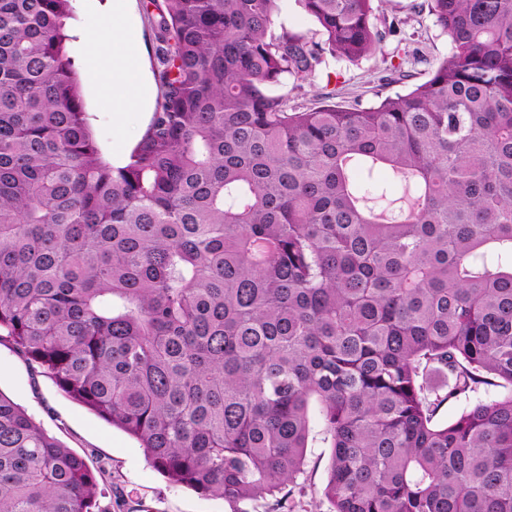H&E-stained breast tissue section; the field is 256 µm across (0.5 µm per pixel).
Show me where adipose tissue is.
I'll return each instance as SVG.
<instances>
[{"instance_id":"ef3b65f1","label":"adipose tissue","mask_w":512,"mask_h":512,"mask_svg":"<svg viewBox=\"0 0 512 512\" xmlns=\"http://www.w3.org/2000/svg\"><path fill=\"white\" fill-rule=\"evenodd\" d=\"M129 2L112 0V66L98 71L101 80L112 86V109L116 112L138 111L150 95Z\"/></svg>"}]
</instances>
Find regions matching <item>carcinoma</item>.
<instances>
[{
    "label": "carcinoma",
    "instance_id": "carcinoma-1",
    "mask_svg": "<svg viewBox=\"0 0 512 512\" xmlns=\"http://www.w3.org/2000/svg\"><path fill=\"white\" fill-rule=\"evenodd\" d=\"M70 2L0 0V333L205 497L294 483L315 403L334 512H512V0H430L452 52L425 82L295 112L269 87L395 32L373 0H301L317 42L272 33L277 0H164L161 102L116 166ZM381 165L403 194L377 212ZM99 495L0 392V512ZM501 390L498 388H481L475 393H470L467 396H462L457 400H452L446 403L439 411L437 420L440 423H448L456 419L463 411L470 408L478 401H488L498 397Z\"/></svg>",
    "mask_w": 512,
    "mask_h": 512
}]
</instances>
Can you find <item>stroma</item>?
<instances>
[{"instance_id": "obj_1", "label": "stroma", "mask_w": 512, "mask_h": 512, "mask_svg": "<svg viewBox=\"0 0 512 512\" xmlns=\"http://www.w3.org/2000/svg\"><path fill=\"white\" fill-rule=\"evenodd\" d=\"M429 0H375L376 20L397 18V33L387 36L375 53L359 60L325 55L308 75H289L270 91L288 99L289 110L320 105L321 96L335 91L345 107H369L385 97L403 94L426 81L452 49L447 34L434 22ZM162 0H134L133 14L141 44L142 63L150 75L158 73L159 42L154 22ZM112 12V0H72L67 21V51L77 68L89 123L104 159L124 163L149 127L152 112L114 114L111 99L101 97L88 79L100 61L87 38ZM320 26L300 0H278L272 31H288L316 41ZM0 391L92 468L102 469L99 480L103 512H231L221 499L206 498L176 486L146 458L139 442L113 427L87 407L63 393L55 381L30 363L9 340L0 341ZM331 450L320 429H313L301 473L292 484L289 512H331L324 495Z\"/></svg>"}]
</instances>
